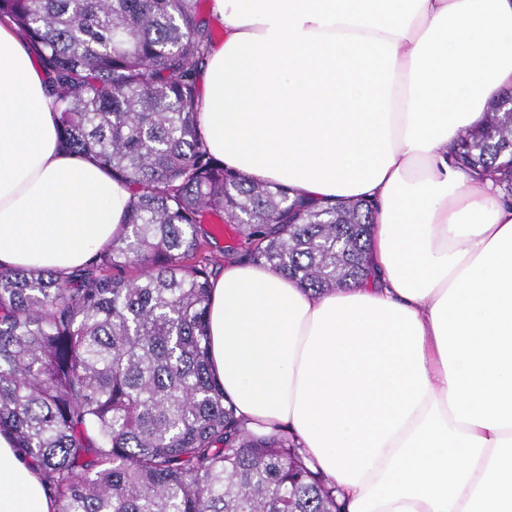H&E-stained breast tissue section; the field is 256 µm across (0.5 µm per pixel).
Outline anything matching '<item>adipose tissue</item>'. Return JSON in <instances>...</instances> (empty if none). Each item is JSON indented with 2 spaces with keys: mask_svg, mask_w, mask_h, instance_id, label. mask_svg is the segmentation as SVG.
<instances>
[{
  "mask_svg": "<svg viewBox=\"0 0 512 512\" xmlns=\"http://www.w3.org/2000/svg\"><path fill=\"white\" fill-rule=\"evenodd\" d=\"M210 153L254 182L375 205L361 286L242 259L211 282L209 363L248 431L295 435L344 512H512V198L451 149L512 88V0H212ZM0 21V265L69 273L131 186L59 145ZM0 432V512H56Z\"/></svg>",
  "mask_w": 512,
  "mask_h": 512,
  "instance_id": "1",
  "label": "adipose tissue"
}]
</instances>
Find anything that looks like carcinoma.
<instances>
[{"mask_svg":"<svg viewBox=\"0 0 512 512\" xmlns=\"http://www.w3.org/2000/svg\"><path fill=\"white\" fill-rule=\"evenodd\" d=\"M201 5L0 0L48 76L62 147L133 188L89 265L0 267V431L58 512H341L295 437L247 432L210 370L203 224L238 222L246 256L323 293L367 278L374 204L316 208L208 151ZM458 159L512 196V106L463 133Z\"/></svg>","mask_w":512,"mask_h":512,"instance_id":"cac0c4a2","label":"carcinoma"}]
</instances>
